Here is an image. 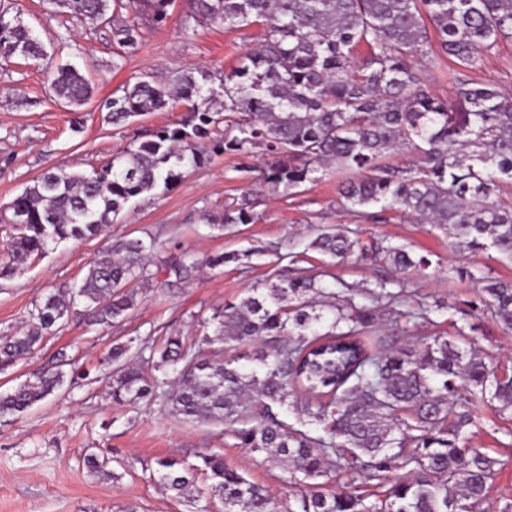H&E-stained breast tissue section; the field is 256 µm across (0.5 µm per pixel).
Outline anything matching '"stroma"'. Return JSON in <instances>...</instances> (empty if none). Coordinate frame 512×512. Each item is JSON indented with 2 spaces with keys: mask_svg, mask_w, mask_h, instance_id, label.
<instances>
[{
  "mask_svg": "<svg viewBox=\"0 0 512 512\" xmlns=\"http://www.w3.org/2000/svg\"><path fill=\"white\" fill-rule=\"evenodd\" d=\"M20 11L54 52L34 64L0 60V210L46 168L61 166L89 171L108 163L133 139L181 120L180 108L148 113L133 124L104 122L100 105L120 95L130 79L148 74L163 80L186 67L221 73L237 65L258 40V28L227 31L210 25H185L188 0H175L165 25L140 17L143 40L123 61L113 53L111 27L70 22L46 12L41 0H0V9ZM78 65L94 83L90 103L73 108L55 100L48 76L56 66ZM476 80L512 92V42L487 52ZM265 161L262 149L240 158L215 154L197 168L184 171L169 189H156L133 199L124 215L96 237L70 240L35 260L21 274L0 278V336L25 332L30 313L44 296L79 283L90 261L113 240L138 237L156 240L150 285L138 288L135 305L109 326L88 323L71 314L47 336L38 350L0 373V391L56 365L60 356L77 361L84 380L64 385L54 396L33 406L16 421L0 426V512H221L203 500L175 498L154 479L155 461L171 457L189 464L212 450L225 462L264 486L278 512L293 504L305 487L265 454L235 445L222 424L184 421L153 402H113L112 368L103 357L117 344L163 339L178 332L199 336L205 322L224 305L239 303L252 286L275 278L304 253L306 266L330 288H352L380 276H399L412 303L429 304L427 319L417 321L419 336L454 335L461 311L471 312L474 329L468 341L498 368H512V330L504 329L490 311L480 309L484 277L512 280V261L494 251L472 252L450 247L447 235L386 211L375 216L342 208L336 176L294 194L274 193L258 185L251 171ZM249 198L258 220L217 231L204 217L225 205ZM339 229L364 247L376 243L404 246L414 255L437 261L435 272L396 273L389 263L351 258L337 265L305 252L317 230ZM281 245L283 258L268 254ZM183 252L205 258L231 255V262L204 269L195 280L168 284L164 259ZM469 276H462V269ZM441 310H433V302ZM473 429L472 444L501 460L487 497L492 504L512 499V421L483 408ZM104 458L112 479L91 477L87 455Z\"/></svg>",
  "mask_w": 512,
  "mask_h": 512,
  "instance_id": "35a3bbf8",
  "label": "stroma"
}]
</instances>
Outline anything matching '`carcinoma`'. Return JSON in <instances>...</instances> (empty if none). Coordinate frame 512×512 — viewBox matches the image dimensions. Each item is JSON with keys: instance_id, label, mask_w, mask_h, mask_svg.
<instances>
[{"instance_id": "cac0c4a2", "label": "carcinoma", "mask_w": 512, "mask_h": 512, "mask_svg": "<svg viewBox=\"0 0 512 512\" xmlns=\"http://www.w3.org/2000/svg\"><path fill=\"white\" fill-rule=\"evenodd\" d=\"M174 0H46L51 13L113 24L119 13L160 24ZM185 22L228 30L262 29L256 46L219 82L197 67L169 81L140 77L101 109L115 125L181 103L184 117L136 139L91 171L51 167L26 186L0 219L14 230L0 277L24 272L50 246L84 240L113 223L134 198L171 187L184 168L203 165L202 140L214 149L269 157L256 180L287 193L313 186L331 169L344 175L339 193L351 208L379 206L432 224L461 248L492 250L512 261V94L476 82L483 54L512 41V0H191ZM0 10V58L38 61L46 48L19 16ZM115 55L134 54L140 28L113 32ZM458 68L454 95L430 89L435 65ZM60 102L80 107L93 97L85 73L65 63L50 76ZM221 135H216L219 126ZM406 152L404 167L387 162ZM257 220L250 202L209 216L213 228ZM154 242L118 240L103 250L67 294L51 292L31 312L23 335L0 336V372L40 345L69 317L75 302L97 324L110 325L134 305L128 289L150 279ZM307 249L341 264L355 241L339 230L318 233ZM400 271L431 263L402 246L385 248ZM224 254L189 253L165 261L185 283L201 268L224 266ZM485 305L512 329V283L485 278ZM405 283L377 278L334 290L295 267L255 287L212 316L213 332L171 334L143 343L138 359L118 345L102 359L118 364L112 399L160 402L186 421L232 426L237 445L283 465L308 493L288 512H477L500 461L470 445L478 410L512 419V374L459 340L415 337ZM405 321V343L362 333L378 309ZM253 343L250 364L224 356V344ZM149 355H144V352ZM173 377L177 386L168 389ZM83 378L66 359L0 392V423L16 420L65 383ZM295 422L288 421V414ZM201 464L155 460L158 482L182 496L206 474L204 494L224 512H274L264 488L215 453ZM345 472L381 489L375 500L353 491H322L319 479Z\"/></svg>"}]
</instances>
